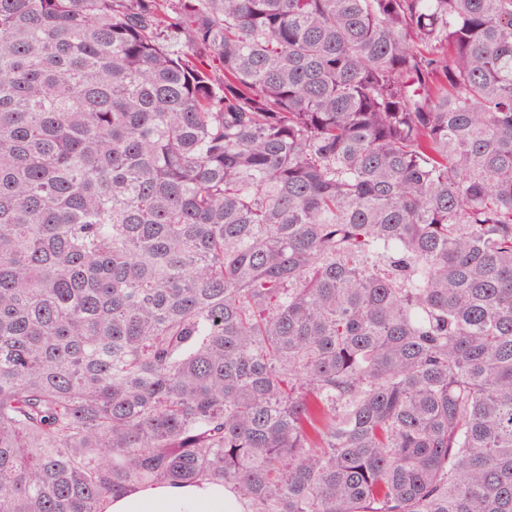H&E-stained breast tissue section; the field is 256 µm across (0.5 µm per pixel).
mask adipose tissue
Here are the masks:
<instances>
[{
  "mask_svg": "<svg viewBox=\"0 0 512 512\" xmlns=\"http://www.w3.org/2000/svg\"><path fill=\"white\" fill-rule=\"evenodd\" d=\"M105 512H245L233 491L209 482L147 487L112 497Z\"/></svg>",
  "mask_w": 512,
  "mask_h": 512,
  "instance_id": "adipose-tissue-1",
  "label": "adipose tissue"
}]
</instances>
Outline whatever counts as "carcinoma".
Segmentation results:
<instances>
[{
	"label": "carcinoma",
	"instance_id": "carcinoma-1",
	"mask_svg": "<svg viewBox=\"0 0 512 512\" xmlns=\"http://www.w3.org/2000/svg\"><path fill=\"white\" fill-rule=\"evenodd\" d=\"M512 512V0H0V512ZM233 491L209 482L161 486L113 496L105 512H244Z\"/></svg>",
	"mask_w": 512,
	"mask_h": 512
}]
</instances>
